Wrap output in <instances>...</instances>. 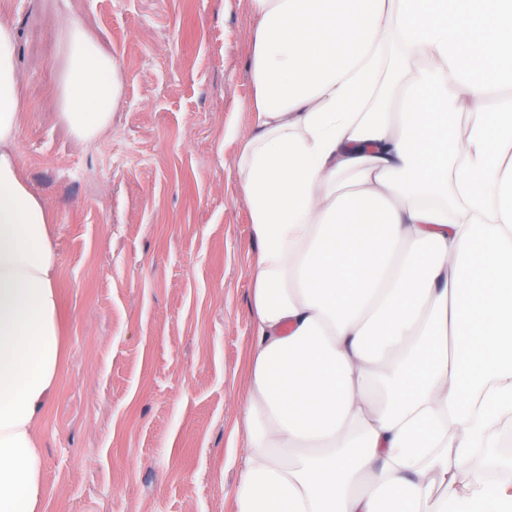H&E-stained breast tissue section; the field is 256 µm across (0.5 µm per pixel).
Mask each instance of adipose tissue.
<instances>
[{"mask_svg":"<svg viewBox=\"0 0 512 512\" xmlns=\"http://www.w3.org/2000/svg\"><path fill=\"white\" fill-rule=\"evenodd\" d=\"M224 136L256 252L234 512H512L464 473L512 412V0H247ZM0 17V512H41L60 274ZM57 117L112 129L122 66L60 33Z\"/></svg>","mask_w":512,"mask_h":512,"instance_id":"ef3b65f1","label":"adipose tissue"}]
</instances>
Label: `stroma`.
Wrapping results in <instances>:
<instances>
[{"instance_id":"obj_1","label":"stroma","mask_w":512,"mask_h":512,"mask_svg":"<svg viewBox=\"0 0 512 512\" xmlns=\"http://www.w3.org/2000/svg\"><path fill=\"white\" fill-rule=\"evenodd\" d=\"M24 176L48 203L64 361L39 427L43 512H232L256 250L224 129L249 125L246 0H0ZM125 72L112 130L58 124L57 23Z\"/></svg>"}]
</instances>
